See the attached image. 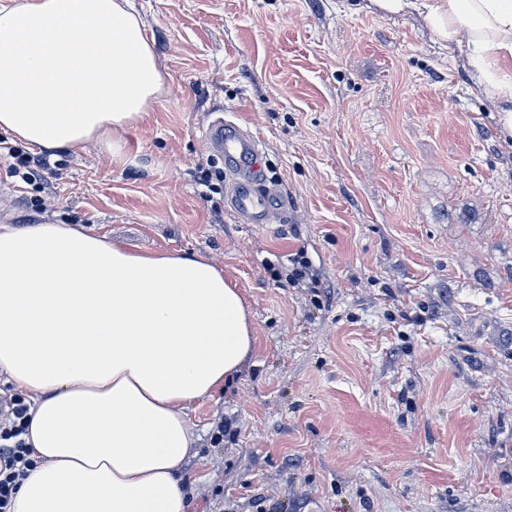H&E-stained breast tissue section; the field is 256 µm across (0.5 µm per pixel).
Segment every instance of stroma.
Listing matches in <instances>:
<instances>
[{"instance_id": "obj_1", "label": "stroma", "mask_w": 512, "mask_h": 512, "mask_svg": "<svg viewBox=\"0 0 512 512\" xmlns=\"http://www.w3.org/2000/svg\"><path fill=\"white\" fill-rule=\"evenodd\" d=\"M131 2L164 91L120 153H50L29 184L0 159V222L200 257L243 293L254 350L190 414L189 512H512V142L463 53L353 0ZM219 116L263 142L267 223L230 204ZM300 250L320 287L288 281Z\"/></svg>"}]
</instances>
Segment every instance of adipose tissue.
Segmentation results:
<instances>
[{"label":"adipose tissue","mask_w":512,"mask_h":512,"mask_svg":"<svg viewBox=\"0 0 512 512\" xmlns=\"http://www.w3.org/2000/svg\"><path fill=\"white\" fill-rule=\"evenodd\" d=\"M422 17L512 139V0H370ZM164 89L129 0H0V132L120 150ZM251 312L217 266L73 224H0V381L29 406L11 512H186L188 413L245 366Z\"/></svg>","instance_id":"1"}]
</instances>
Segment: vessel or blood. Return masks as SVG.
<instances>
[{"instance_id": "obj_1", "label": "vessel or blood", "mask_w": 512, "mask_h": 512, "mask_svg": "<svg viewBox=\"0 0 512 512\" xmlns=\"http://www.w3.org/2000/svg\"><path fill=\"white\" fill-rule=\"evenodd\" d=\"M203 133L237 175L232 204L238 214L260 224L272 212L283 209L282 196L276 186L270 185L262 165L263 150L258 138L220 118L208 123Z\"/></svg>"}]
</instances>
